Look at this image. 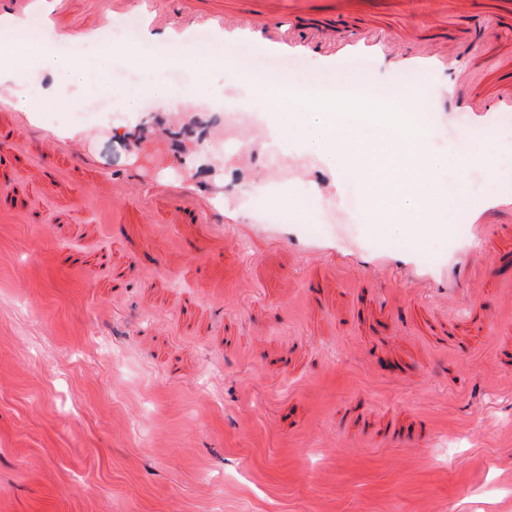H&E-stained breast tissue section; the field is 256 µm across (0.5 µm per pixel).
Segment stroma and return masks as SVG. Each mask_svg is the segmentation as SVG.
<instances>
[{
	"instance_id": "stroma-1",
	"label": "stroma",
	"mask_w": 512,
	"mask_h": 512,
	"mask_svg": "<svg viewBox=\"0 0 512 512\" xmlns=\"http://www.w3.org/2000/svg\"><path fill=\"white\" fill-rule=\"evenodd\" d=\"M64 0L65 24L132 4ZM512 0H280L275 16L224 8L229 24L283 39L383 40L395 55L462 43L453 94L476 107L512 80ZM223 78L183 74L206 110L137 112L81 94L39 123L76 138L44 143L0 112V512H512V209L469 234L459 267L426 285L404 266L360 263L363 243L448 260L449 241L413 248L371 229L328 159L266 137L214 134L226 113L264 115L254 80L287 71L405 90L407 76L308 53L271 62L250 45ZM435 152L489 150L458 115L430 130ZM164 164L130 205L103 176L129 172L156 139ZM295 202L278 236L252 224L275 208L260 174ZM512 181V155L487 174L446 167L471 214ZM188 185L228 214L227 236L176 212ZM350 210L336 223V204Z\"/></svg>"
}]
</instances>
